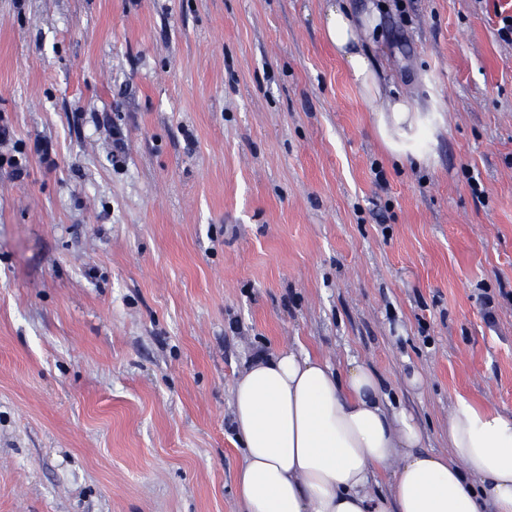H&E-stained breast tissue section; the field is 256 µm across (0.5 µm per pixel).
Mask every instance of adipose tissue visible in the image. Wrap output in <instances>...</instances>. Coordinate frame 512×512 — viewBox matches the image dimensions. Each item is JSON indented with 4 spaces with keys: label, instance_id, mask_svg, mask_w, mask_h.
<instances>
[{
    "label": "adipose tissue",
    "instance_id": "adipose-tissue-1",
    "mask_svg": "<svg viewBox=\"0 0 512 512\" xmlns=\"http://www.w3.org/2000/svg\"><path fill=\"white\" fill-rule=\"evenodd\" d=\"M380 10L330 0L322 28L396 158L427 164L436 128L402 95L386 94L361 33ZM241 512H512V415L461 397L448 414L450 456L426 450L412 414L391 407L374 371L343 370L305 350L255 356L235 380ZM390 476L388 493L373 489Z\"/></svg>",
    "mask_w": 512,
    "mask_h": 512
}]
</instances>
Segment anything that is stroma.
Returning <instances> with one entry per match:
<instances>
[{"label": "stroma", "mask_w": 512, "mask_h": 512, "mask_svg": "<svg viewBox=\"0 0 512 512\" xmlns=\"http://www.w3.org/2000/svg\"><path fill=\"white\" fill-rule=\"evenodd\" d=\"M372 2L429 166L328 0H0V512H240L257 350L365 363L442 455L457 397L512 414V0ZM329 1L322 21L324 34L361 96L377 103L375 134L397 159L411 157L427 165L437 128L408 98L384 92L373 55L361 47V31L372 32L378 26L380 10L373 5L364 8L354 0Z\"/></svg>", "instance_id": "obj_1"}]
</instances>
